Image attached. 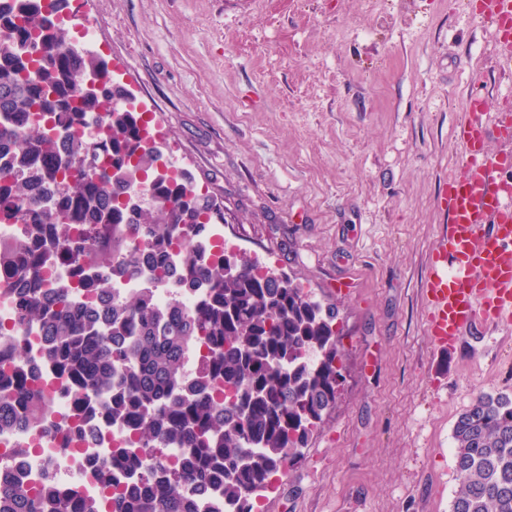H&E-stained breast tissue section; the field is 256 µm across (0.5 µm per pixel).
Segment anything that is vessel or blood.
<instances>
[{
  "label": "vessel or blood",
  "mask_w": 512,
  "mask_h": 512,
  "mask_svg": "<svg viewBox=\"0 0 512 512\" xmlns=\"http://www.w3.org/2000/svg\"><path fill=\"white\" fill-rule=\"evenodd\" d=\"M477 16L495 33L496 60L512 69V0H476ZM512 140V109L487 111L470 99L456 126L461 172L442 188L448 218L431 251L422 286L425 332L437 351L455 347L463 331L512 324V154H491L489 138Z\"/></svg>",
  "instance_id": "obj_1"
}]
</instances>
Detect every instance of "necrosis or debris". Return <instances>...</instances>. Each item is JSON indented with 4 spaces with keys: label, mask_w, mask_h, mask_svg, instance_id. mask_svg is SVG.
<instances>
[{
    "label": "necrosis or debris",
    "mask_w": 512,
    "mask_h": 512,
    "mask_svg": "<svg viewBox=\"0 0 512 512\" xmlns=\"http://www.w3.org/2000/svg\"><path fill=\"white\" fill-rule=\"evenodd\" d=\"M25 353L17 355L10 344H0V369L11 366L17 359L39 371L38 388L50 400L52 413L48 420L27 429L0 431V465L21 466L28 483H35L45 469H52L58 488L71 497L95 498L101 487L90 466L92 460L104 456L108 448L123 445L127 432L112 426L105 416L87 421L85 430L94 431V438L77 442L66 439L67 426L76 419L72 402L61 381L44 362L41 339L30 333L24 339ZM26 449L23 457H15L16 449Z\"/></svg>",
    "instance_id": "obj_1"
}]
</instances>
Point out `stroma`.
Returning a JSON list of instances; mask_svg holds the SVG:
<instances>
[{
  "mask_svg": "<svg viewBox=\"0 0 512 512\" xmlns=\"http://www.w3.org/2000/svg\"><path fill=\"white\" fill-rule=\"evenodd\" d=\"M75 22L219 206L211 236L339 310L336 407L260 512H450L457 417L512 393V327L447 353L424 327L454 129L473 92L512 105L493 29L469 0H84Z\"/></svg>",
  "mask_w": 512,
  "mask_h": 512,
  "instance_id": "1",
  "label": "stroma"
}]
</instances>
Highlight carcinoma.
<instances>
[{
	"mask_svg": "<svg viewBox=\"0 0 512 512\" xmlns=\"http://www.w3.org/2000/svg\"><path fill=\"white\" fill-rule=\"evenodd\" d=\"M73 2L0 0V147L11 150L0 224L22 226L0 241V274L18 299L15 339L38 330L76 415L105 409L128 447L95 462L98 501L63 496L46 476L30 489L0 472V512H198L188 484L220 490L224 512H253L336 405L338 311L271 267L228 277V249L179 242L187 229L208 240L219 211L184 171L158 170L144 113L117 106L124 92L108 62L74 48ZM49 255L69 258L71 282L49 286ZM144 274L208 296L189 311L159 306L150 288L107 301L111 281ZM72 288L103 307L74 305ZM201 338L210 356L191 379L183 360ZM46 412L27 368L0 373V431ZM452 437L451 512H512V394L479 395ZM156 445L179 449L177 463L141 456Z\"/></svg>",
	"mask_w": 512,
	"mask_h": 512,
	"instance_id": "cac0c4a2",
	"label": "carcinoma"
}]
</instances>
